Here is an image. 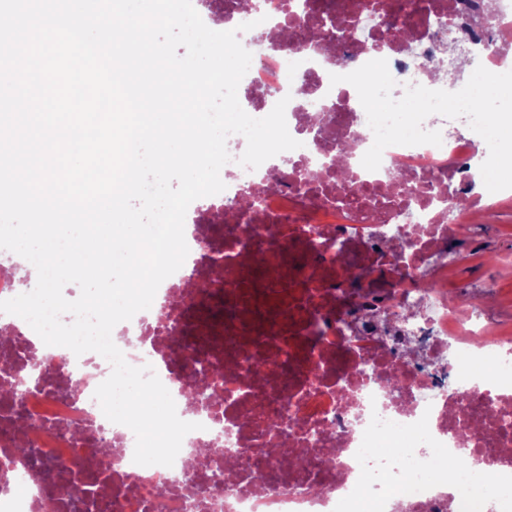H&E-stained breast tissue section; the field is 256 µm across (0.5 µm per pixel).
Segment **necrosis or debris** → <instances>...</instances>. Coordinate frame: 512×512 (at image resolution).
<instances>
[{
  "label": "necrosis or debris",
  "mask_w": 512,
  "mask_h": 512,
  "mask_svg": "<svg viewBox=\"0 0 512 512\" xmlns=\"http://www.w3.org/2000/svg\"><path fill=\"white\" fill-rule=\"evenodd\" d=\"M283 2L221 12L252 55L242 108L262 118L287 100L300 148L250 170L238 163L245 138L229 136L226 188L211 198L224 225H185L189 254L159 286V308L112 332L126 361L152 366L199 430L173 466L135 464L134 433L94 397L111 364L45 345L1 313L0 512H189L203 492L207 512H450L471 493L480 512H512L501 492L512 485V330L488 307L496 277L471 282L462 304L447 290L459 271L453 245L512 189L474 194L486 156L464 117H427L441 145H392L366 170V113L352 85L330 82L384 59L393 97L409 84L453 91L455 64L434 68L450 42L489 71L511 68L502 34L512 0H309L287 16ZM449 13L457 23L445 30ZM326 17L342 35L336 48L270 50L271 21L299 33ZM254 189L255 204L241 206ZM51 360L55 375L33 379ZM200 360L209 387L192 399L183 389ZM463 451L473 466L449 470V455ZM101 453L110 465L92 486L87 469ZM228 457L235 468L211 489Z\"/></svg>",
  "instance_id": "4bbe7bcc"
}]
</instances>
